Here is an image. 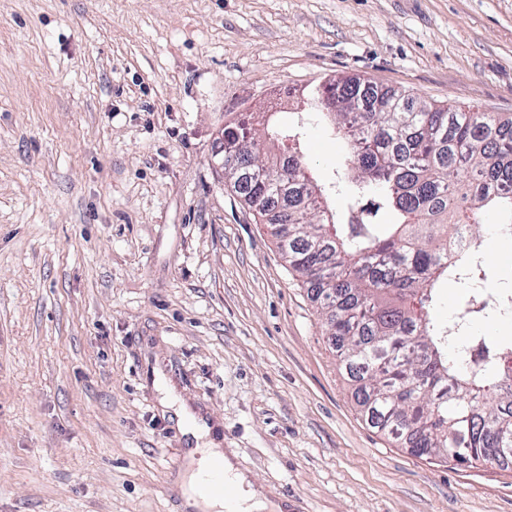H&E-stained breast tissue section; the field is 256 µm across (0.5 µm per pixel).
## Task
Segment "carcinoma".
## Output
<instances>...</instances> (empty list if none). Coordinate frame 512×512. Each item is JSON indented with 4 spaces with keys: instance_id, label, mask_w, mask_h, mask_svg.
Segmentation results:
<instances>
[{
    "instance_id": "1",
    "label": "carcinoma",
    "mask_w": 512,
    "mask_h": 512,
    "mask_svg": "<svg viewBox=\"0 0 512 512\" xmlns=\"http://www.w3.org/2000/svg\"><path fill=\"white\" fill-rule=\"evenodd\" d=\"M318 103L345 140V167L322 183L307 172L298 112L262 136L224 126L225 176L269 223L288 265L320 293L326 336L357 383L356 396L378 430L419 457L459 464L512 463V344L481 351L465 365L448 356L459 333L487 317L482 214L501 211L495 230L512 241V117L474 106H439L416 96L344 79ZM288 183V194L276 185ZM347 199L348 215L329 208ZM393 214L392 223L380 220ZM470 253L454 257L456 233ZM465 290L446 322L432 312L441 290Z\"/></svg>"
}]
</instances>
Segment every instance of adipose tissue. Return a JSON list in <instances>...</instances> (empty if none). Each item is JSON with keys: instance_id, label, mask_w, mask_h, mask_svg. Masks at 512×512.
Here are the masks:
<instances>
[{"instance_id": "1", "label": "adipose tissue", "mask_w": 512, "mask_h": 512, "mask_svg": "<svg viewBox=\"0 0 512 512\" xmlns=\"http://www.w3.org/2000/svg\"><path fill=\"white\" fill-rule=\"evenodd\" d=\"M185 433L196 442L182 463L181 496L184 512H269L271 503L261 489L225 455L211 428L195 419L184 408L175 411ZM222 468L224 482L235 490L231 498L218 492H206L202 482L214 468Z\"/></svg>"}]
</instances>
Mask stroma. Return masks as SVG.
<instances>
[{
	"label": "stroma",
	"mask_w": 512,
	"mask_h": 512,
	"mask_svg": "<svg viewBox=\"0 0 512 512\" xmlns=\"http://www.w3.org/2000/svg\"><path fill=\"white\" fill-rule=\"evenodd\" d=\"M345 77L512 114V0H0V512H180L177 403L284 512H512V464L368 423L218 166L225 123ZM304 147L340 169L321 121Z\"/></svg>",
	"instance_id": "35a3bbf8"
}]
</instances>
